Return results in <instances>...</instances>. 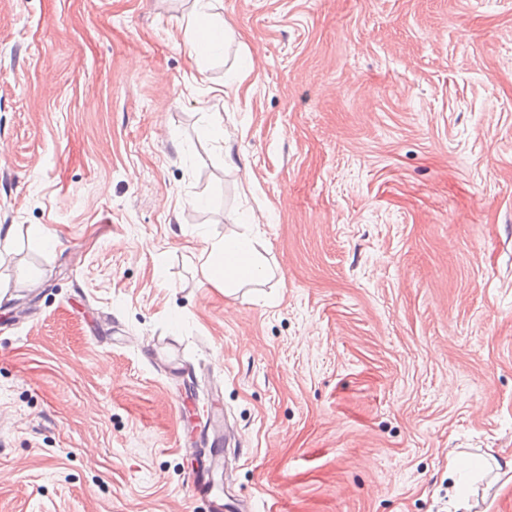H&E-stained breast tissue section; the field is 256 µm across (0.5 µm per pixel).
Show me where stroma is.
<instances>
[{"instance_id": "stroma-1", "label": "stroma", "mask_w": 512, "mask_h": 512, "mask_svg": "<svg viewBox=\"0 0 512 512\" xmlns=\"http://www.w3.org/2000/svg\"><path fill=\"white\" fill-rule=\"evenodd\" d=\"M193 9L0 0V512H512V0ZM192 35L188 40L189 54L204 56L213 50L219 40L218 28L213 24H207L199 17L190 19ZM244 225L250 227L218 241L206 240L197 256L205 280L224 288V294L261 284L271 276L270 268L260 258L259 246H264L253 232V224Z\"/></svg>"}]
</instances>
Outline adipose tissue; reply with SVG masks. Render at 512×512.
Segmentation results:
<instances>
[{
    "label": "adipose tissue",
    "mask_w": 512,
    "mask_h": 512,
    "mask_svg": "<svg viewBox=\"0 0 512 512\" xmlns=\"http://www.w3.org/2000/svg\"><path fill=\"white\" fill-rule=\"evenodd\" d=\"M260 241L252 228L206 242L197 259L205 280L225 293L261 284L271 271L260 258Z\"/></svg>",
    "instance_id": "1"
}]
</instances>
